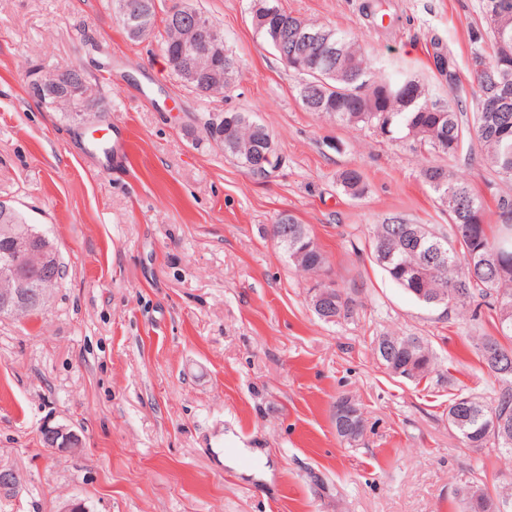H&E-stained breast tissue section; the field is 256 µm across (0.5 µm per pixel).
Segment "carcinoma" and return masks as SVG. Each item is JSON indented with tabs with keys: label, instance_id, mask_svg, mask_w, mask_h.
<instances>
[{
	"label": "carcinoma",
	"instance_id": "1",
	"mask_svg": "<svg viewBox=\"0 0 512 512\" xmlns=\"http://www.w3.org/2000/svg\"><path fill=\"white\" fill-rule=\"evenodd\" d=\"M140 24L155 29L154 0H130ZM288 25V43L278 49L279 58L294 56L305 62L301 69L289 67L297 78L299 99L305 110L349 126L372 129L390 139H411L448 157V165L428 164L421 176L429 184L440 204L448 206V232L423 224H408L392 216L374 226L372 254L389 278L417 301L432 305L473 307L472 317L480 309L495 313L496 334L478 337L477 349L482 362L503 385L493 397L460 395L448 405V424L462 437L466 447L487 453L512 454V199L497 202L501 224L489 223L488 211L469 179L458 174L453 164L473 160L474 145L484 151L486 162L499 177L512 181V99L497 112L484 111L485 98L504 80L512 82V61L504 66L498 51L485 55L483 32H472L474 57H483V69L474 70L476 107L468 113L462 100L431 101L428 89L412 74H388L371 62L369 52L356 37L333 28L281 11ZM163 55L175 54L178 45L188 40V30L164 19ZM304 27L334 33L339 52L330 60L322 58V48L294 39V31ZM439 73H448L452 88L459 82L453 55L434 53ZM55 109L73 122L93 123L102 113L73 112L65 100ZM233 133L219 141L215 132L207 136L220 142L224 152L243 167L255 156L267 153L278 158L268 128L245 112H237ZM338 182L349 195L364 191V176L357 168H346ZM295 231L280 247L300 270L319 274L323 257L308 227L293 221ZM355 311L353 299L336 291V319H348ZM374 354L380 363L408 368L422 380L433 370L431 353L420 336L388 335L374 340ZM480 474L472 472L457 489L465 512H500L498 505L512 512V496L493 499L479 488Z\"/></svg>",
	"mask_w": 512,
	"mask_h": 512
}]
</instances>
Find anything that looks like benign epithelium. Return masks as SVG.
Instances as JSON below:
<instances>
[{"label":"benign epithelium","mask_w":512,"mask_h":512,"mask_svg":"<svg viewBox=\"0 0 512 512\" xmlns=\"http://www.w3.org/2000/svg\"><path fill=\"white\" fill-rule=\"evenodd\" d=\"M117 15L124 21L132 39L145 40L150 37L148 30L130 17V5L126 0H117ZM171 16L191 32L190 40L182 45L176 60L180 77L189 85H223L224 66L229 64V60L219 30L202 24L197 12L184 4L173 9ZM200 54L207 60L204 68L198 65ZM59 98L67 100L75 112L83 111L91 103L86 84L75 78L67 82ZM7 240V251L0 258V316H16L22 311L39 310L46 300L43 286L60 280L58 248L50 237L30 228L9 235ZM333 301L335 298L330 288L319 287L311 297L312 308L323 317L330 313ZM338 416L348 434L361 425L362 412L350 403L340 406ZM44 441L55 453H73L83 448L82 438L65 425L45 428ZM19 492L20 482L16 472L10 468H0V494L16 496Z\"/></svg>","instance_id":"1"}]
</instances>
